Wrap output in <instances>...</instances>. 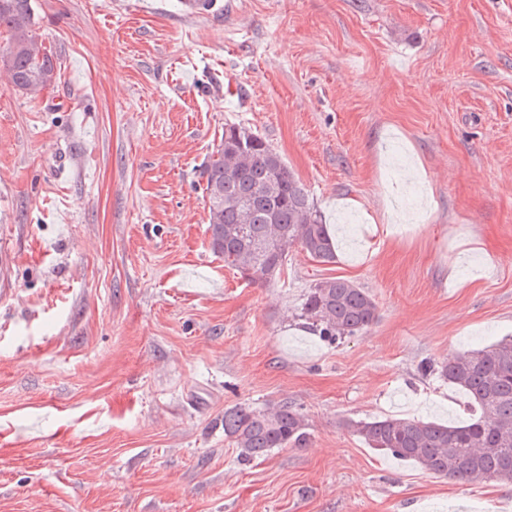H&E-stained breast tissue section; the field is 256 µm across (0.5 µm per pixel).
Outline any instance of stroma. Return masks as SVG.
<instances>
[{
  "label": "stroma",
  "mask_w": 512,
  "mask_h": 512,
  "mask_svg": "<svg viewBox=\"0 0 512 512\" xmlns=\"http://www.w3.org/2000/svg\"><path fill=\"white\" fill-rule=\"evenodd\" d=\"M59 69L0 85V512H512L351 421L463 418L429 360L512 336V0H35ZM282 157L338 239L251 283L209 246L225 125ZM375 300L329 345L301 319ZM310 441L241 462L225 408ZM300 310L302 317L312 320L309 328L329 344L366 331L379 317L373 298L344 277L316 282Z\"/></svg>",
  "instance_id": "1"
}]
</instances>
